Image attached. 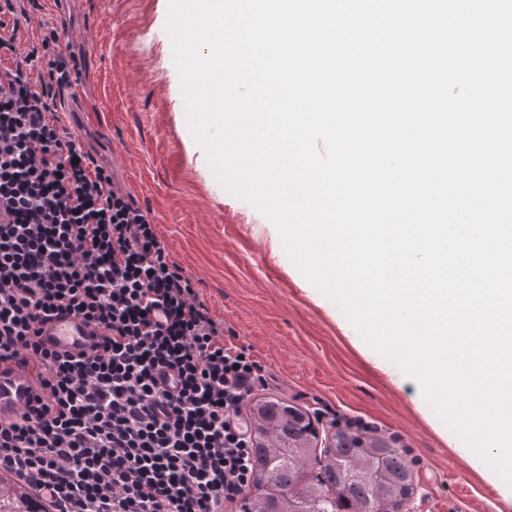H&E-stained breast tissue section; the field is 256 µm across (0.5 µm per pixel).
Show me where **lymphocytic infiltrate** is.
<instances>
[{
	"instance_id": "1",
	"label": "lymphocytic infiltrate",
	"mask_w": 512,
	"mask_h": 512,
	"mask_svg": "<svg viewBox=\"0 0 512 512\" xmlns=\"http://www.w3.org/2000/svg\"><path fill=\"white\" fill-rule=\"evenodd\" d=\"M40 8L0 0V362L41 368L33 404L0 424V467L54 512H224L252 481L242 410L269 376L61 124L76 58L53 31L16 46ZM60 313L96 328L89 352L43 347L38 326Z\"/></svg>"
}]
</instances>
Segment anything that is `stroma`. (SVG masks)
<instances>
[{"mask_svg": "<svg viewBox=\"0 0 512 512\" xmlns=\"http://www.w3.org/2000/svg\"><path fill=\"white\" fill-rule=\"evenodd\" d=\"M168 0H44L19 42L40 45L67 27L64 52L79 61L77 89L57 101L116 187L155 224L171 260L192 279L225 330L270 372L268 395L306 411L319 445L368 426L404 451L415 489L403 512H512L392 387L272 257L255 230L265 218L228 193L187 123L164 30Z\"/></svg>", "mask_w": 512, "mask_h": 512, "instance_id": "stroma-1", "label": "stroma"}]
</instances>
